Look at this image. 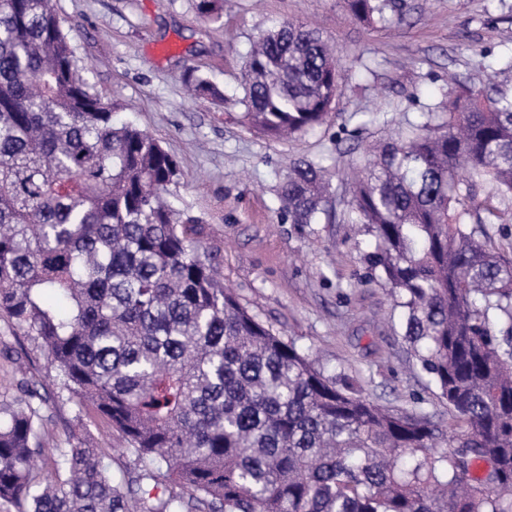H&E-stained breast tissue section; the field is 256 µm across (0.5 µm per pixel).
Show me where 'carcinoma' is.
I'll list each match as a JSON object with an SVG mask.
<instances>
[{
    "mask_svg": "<svg viewBox=\"0 0 512 512\" xmlns=\"http://www.w3.org/2000/svg\"><path fill=\"white\" fill-rule=\"evenodd\" d=\"M347 6L385 25L405 0ZM199 9L222 18L221 0ZM497 63L502 79L456 77L406 121L351 204L367 281L388 285L448 422L363 396L243 306L202 221L169 200L176 159L114 124L51 0H0V315L48 363L47 382L0 401V512H512V245L475 228L512 203V53ZM338 80L318 29L280 23L250 51L244 118L272 138L312 130ZM184 82L225 100L204 75ZM486 185L497 202L470 206ZM328 194L322 161L300 160L281 209L319 224ZM64 401L118 431L121 478L84 425L45 448Z\"/></svg>",
    "mask_w": 512,
    "mask_h": 512,
    "instance_id": "carcinoma-1",
    "label": "carcinoma"
}]
</instances>
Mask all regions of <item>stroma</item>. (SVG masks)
<instances>
[{
  "label": "stroma",
  "instance_id": "35a3bbf8",
  "mask_svg": "<svg viewBox=\"0 0 512 512\" xmlns=\"http://www.w3.org/2000/svg\"><path fill=\"white\" fill-rule=\"evenodd\" d=\"M198 0H52L85 76L111 102L115 123L146 130L177 160L172 201L205 222L226 287L275 333L295 339L332 373L357 378L382 405L448 408L392 327L384 282L365 283L371 240L351 218L353 174L398 124L440 101L455 73L481 87L512 48V0H407L400 22L359 23L345 0H224L212 24ZM315 27L334 45L341 70L336 101L321 126L280 140L253 128L240 103L247 54L273 23ZM195 69L227 96L216 105L187 97ZM373 115L350 139L353 113ZM334 168L331 219L293 224L280 204L295 161ZM46 358L0 319V400L19 379L41 378Z\"/></svg>",
  "mask_w": 512,
  "mask_h": 512
}]
</instances>
